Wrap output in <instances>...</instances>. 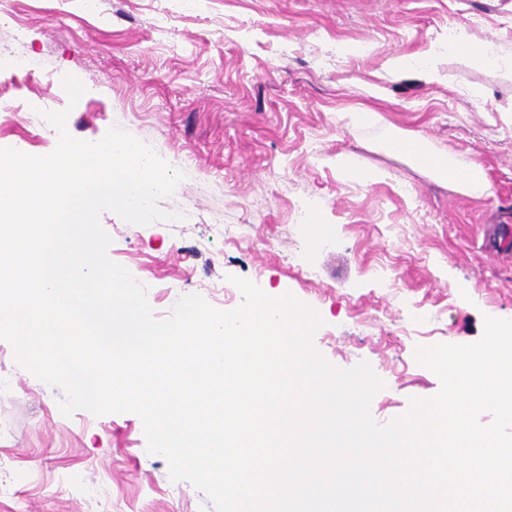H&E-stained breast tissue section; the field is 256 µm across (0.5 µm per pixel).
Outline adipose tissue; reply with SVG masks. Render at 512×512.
Wrapping results in <instances>:
<instances>
[{"label":"adipose tissue","mask_w":512,"mask_h":512,"mask_svg":"<svg viewBox=\"0 0 512 512\" xmlns=\"http://www.w3.org/2000/svg\"><path fill=\"white\" fill-rule=\"evenodd\" d=\"M388 147L393 153L414 159L419 166L466 195L481 197L491 193V185L479 163L459 168L451 155L425 150L420 142L407 136L393 138Z\"/></svg>","instance_id":"adipose-tissue-1"}]
</instances>
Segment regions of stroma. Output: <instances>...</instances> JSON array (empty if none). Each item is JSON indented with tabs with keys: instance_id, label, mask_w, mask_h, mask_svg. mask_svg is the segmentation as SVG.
Returning a JSON list of instances; mask_svg holds the SVG:
<instances>
[{
	"instance_id": "stroma-1",
	"label": "stroma",
	"mask_w": 512,
	"mask_h": 512,
	"mask_svg": "<svg viewBox=\"0 0 512 512\" xmlns=\"http://www.w3.org/2000/svg\"><path fill=\"white\" fill-rule=\"evenodd\" d=\"M458 27L508 65H471L448 41ZM0 45L36 66L0 70V146L55 149L50 125L31 118L36 101L68 111L76 139L116 127L193 171L157 201L188 209L190 223L100 217L109 258L146 287L155 318L189 294L238 307L236 276L292 293L323 320L317 352L386 379L370 405L380 425L441 387L411 340L469 345L485 317L512 318V252L491 241L512 213V0H103L93 16L82 0H0ZM432 51L434 79L388 66ZM68 74L85 87L74 105ZM366 108L380 125L354 122ZM395 135L481 164L491 195H465L387 151ZM345 155L376 179L345 181ZM313 217L331 246L312 248L297 229ZM1 378L0 512H214L148 453L138 415H63L62 391L2 339Z\"/></svg>"
}]
</instances>
